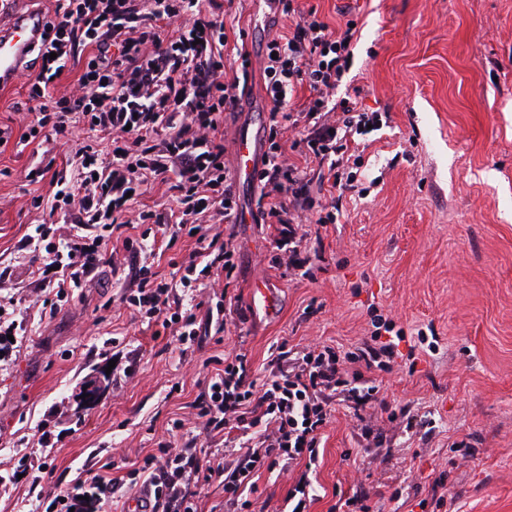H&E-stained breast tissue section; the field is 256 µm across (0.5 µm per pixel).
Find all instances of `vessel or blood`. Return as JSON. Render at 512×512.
<instances>
[{
	"label": "vessel or blood",
	"instance_id": "1",
	"mask_svg": "<svg viewBox=\"0 0 512 512\" xmlns=\"http://www.w3.org/2000/svg\"><path fill=\"white\" fill-rule=\"evenodd\" d=\"M15 0H0V87L13 86L16 80L32 68L31 57L36 52L43 31V17L35 10L17 11ZM236 163L245 174H252L259 157L255 138L239 136L234 145ZM253 313L271 317L279 310L278 292L274 286H254L250 294Z\"/></svg>",
	"mask_w": 512,
	"mask_h": 512
}]
</instances>
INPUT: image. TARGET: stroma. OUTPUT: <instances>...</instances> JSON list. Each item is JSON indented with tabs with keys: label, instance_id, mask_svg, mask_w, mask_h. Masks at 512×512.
Returning a JSON list of instances; mask_svg holds the SVG:
<instances>
[{
	"label": "stroma",
	"instance_id": "1",
	"mask_svg": "<svg viewBox=\"0 0 512 512\" xmlns=\"http://www.w3.org/2000/svg\"><path fill=\"white\" fill-rule=\"evenodd\" d=\"M300 3L333 25L340 9H358L349 78L364 86L366 109L391 115L363 138V199L344 201L336 223L309 238L304 277L272 264L275 225H235L232 293L248 298L255 282L267 281L281 311L272 320L249 315L204 347L179 351L120 308L106 259L54 318L28 323L0 361V472L17 477L0 494V512H29L30 452L54 466L42 481L48 489L109 461L129 470L176 419L202 450L222 447L192 407L208 359L245 352L261 377L273 344L351 351L369 340L376 314L403 339L392 372L374 373V382L426 420L425 436L387 423L383 446L368 447L353 414L337 406L323 431L311 512L372 487L409 492L405 503L384 502L383 512H438L427 490L442 471L459 512H512V0ZM265 106L253 83L248 110L224 125L226 147L245 131L262 137ZM33 161L28 149L0 153V260L28 263L20 241L30 225L62 222L34 205L48 185L27 180ZM429 330L437 339L430 351L418 340ZM116 353L132 361L131 372L116 371L84 405L85 385L100 380ZM54 406L61 416H51ZM44 434L52 441L45 449ZM348 452L356 465L345 461Z\"/></svg>",
	"mask_w": 512,
	"mask_h": 512
}]
</instances>
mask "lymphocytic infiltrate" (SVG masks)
Wrapping results in <instances>:
<instances>
[{"label":"lymphocytic infiltrate","instance_id":"lymphocytic-infiltrate-1","mask_svg":"<svg viewBox=\"0 0 512 512\" xmlns=\"http://www.w3.org/2000/svg\"><path fill=\"white\" fill-rule=\"evenodd\" d=\"M245 2L56 0L37 54L39 71L29 80L31 119L20 136L0 125V141L19 152L78 130L86 135L75 163L31 169L35 181L48 183L46 207L64 221L60 228L36 225L21 244L41 256L34 282L44 295L40 318L55 317L108 250L113 270L124 267L130 275L121 304L178 345L243 321L241 309L214 286L236 269L233 238L221 227L240 223L243 213L236 176L224 160V116L236 112L256 69L268 102V147L254 175L256 220L278 227L275 263L302 269L301 225L335 223V213L315 208L312 189L352 192L351 144L383 122L382 113L336 97L351 67L355 18L343 12L334 27L316 7L279 0L290 19L287 31L267 40L257 57L244 52L231 59L225 50ZM70 60L84 64L80 94L50 98ZM300 88L309 95L296 108L291 100ZM295 151L310 168L292 161ZM157 184L167 186L175 210L137 207L138 197ZM170 222L175 231L159 242L156 226ZM184 237L195 247L170 258L171 275L142 263V255L160 245L172 250ZM391 355L388 343L342 352L283 342L259 381L246 355L236 354L211 372L194 408L210 436L237 430L238 447L201 454L196 437L176 420L173 437L159 441L126 480L114 478L111 463H104L81 482L38 491L34 512H102L119 491L142 488L151 494V512H202L214 485L224 490V512H268L256 481L286 465L298 473L280 512H310L318 498L320 435L334 406L352 409L363 433L381 441L382 429L367 420L381 402L365 373L390 370Z\"/></svg>","mask_w":512,"mask_h":512}]
</instances>
